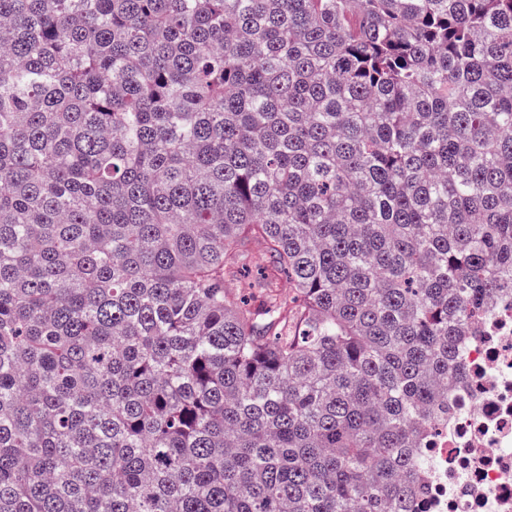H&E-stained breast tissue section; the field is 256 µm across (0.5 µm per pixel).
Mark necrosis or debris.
I'll list each match as a JSON object with an SVG mask.
<instances>
[{
  "label": "necrosis or debris",
  "mask_w": 512,
  "mask_h": 512,
  "mask_svg": "<svg viewBox=\"0 0 512 512\" xmlns=\"http://www.w3.org/2000/svg\"><path fill=\"white\" fill-rule=\"evenodd\" d=\"M486 313L462 339L448 419L420 450L415 512H512V290L498 291Z\"/></svg>",
  "instance_id": "4bbe7bcc"
}]
</instances>
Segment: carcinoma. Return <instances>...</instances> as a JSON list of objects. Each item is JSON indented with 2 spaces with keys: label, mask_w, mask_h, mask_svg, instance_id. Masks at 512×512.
<instances>
[{
  "label": "carcinoma",
  "mask_w": 512,
  "mask_h": 512,
  "mask_svg": "<svg viewBox=\"0 0 512 512\" xmlns=\"http://www.w3.org/2000/svg\"><path fill=\"white\" fill-rule=\"evenodd\" d=\"M501 288L512 0H0V512H412Z\"/></svg>",
  "instance_id": "cac0c4a2"
}]
</instances>
